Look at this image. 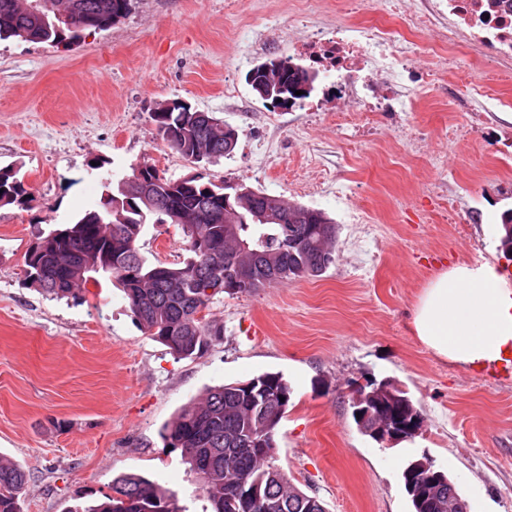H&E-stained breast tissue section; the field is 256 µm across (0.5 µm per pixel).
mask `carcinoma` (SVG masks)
<instances>
[{"label": "carcinoma", "instance_id": "1", "mask_svg": "<svg viewBox=\"0 0 512 512\" xmlns=\"http://www.w3.org/2000/svg\"><path fill=\"white\" fill-rule=\"evenodd\" d=\"M31 0H0V41L17 39L69 48L88 29L107 30L132 8V0H72L73 15L60 19L46 5L35 13ZM249 82L254 94L272 108L291 109L309 98L319 70L292 57L271 59L253 68ZM303 94L297 95L295 91ZM151 119L157 135L168 147L192 164L229 156L227 137L234 132L212 113L180 99L156 105ZM98 203L82 209L72 222L55 229L25 255L29 283L57 297H66L99 281L106 274L128 299L141 327L179 359H193L224 336V326L205 321L207 310L219 294H250L251 289L205 292V285L224 279V261L237 259V240L247 241L261 255L257 268L285 271L279 282L321 276L336 262L337 227L324 211L289 203L261 190L251 191L224 208V185L199 175L187 181L161 175L151 165L132 168V175L104 184ZM28 192L12 168L0 169V208L23 206ZM267 206L278 220H254ZM178 225L185 237L188 258L179 266L149 264L138 247L146 224ZM504 235L499 248L512 251V212L502 217ZM202 240L213 248L209 255L197 246ZM167 330L168 336L160 335ZM269 383L278 394L266 400L263 410L248 406L239 383L208 389L183 407L162 428V437L180 451L182 460L198 475L199 492L210 512H326L322 501L292 485L276 464V431L288 409L291 388L280 373L254 377ZM352 413L360 431L370 438L384 428L402 431V440L424 418L407 393L388 380L372 381L356 391ZM412 512H468L448 473L426 456L408 462L402 472ZM28 474L18 464L0 458V512H19ZM244 483L260 487V498L245 507L229 487ZM67 512H187L177 494L135 473L112 481V495L94 506L75 505Z\"/></svg>", "mask_w": 512, "mask_h": 512}]
</instances>
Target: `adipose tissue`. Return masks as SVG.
Here are the masks:
<instances>
[{
    "instance_id": "adipose-tissue-1",
    "label": "adipose tissue",
    "mask_w": 512,
    "mask_h": 512,
    "mask_svg": "<svg viewBox=\"0 0 512 512\" xmlns=\"http://www.w3.org/2000/svg\"><path fill=\"white\" fill-rule=\"evenodd\" d=\"M412 325L441 358L462 365L497 358L512 349V288L490 265L453 266L429 282Z\"/></svg>"
}]
</instances>
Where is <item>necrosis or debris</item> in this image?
<instances>
[{
    "mask_svg": "<svg viewBox=\"0 0 512 512\" xmlns=\"http://www.w3.org/2000/svg\"><path fill=\"white\" fill-rule=\"evenodd\" d=\"M399 19L396 26L353 21L334 30L306 23L291 50L317 66L333 99L350 103L358 121L372 112L413 111L405 89L414 80L428 92L444 79L466 85L470 98L483 102L493 98L498 79L512 78V0H427L422 10L400 13ZM427 31L449 53L416 79L409 62L420 50L417 35ZM464 40L491 50L502 68L499 78L470 84L454 53Z\"/></svg>",
    "mask_w": 512,
    "mask_h": 512,
    "instance_id": "1",
    "label": "necrosis or debris"
}]
</instances>
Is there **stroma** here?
I'll return each mask as SVG.
<instances>
[{"label": "stroma", "instance_id": "stroma-1", "mask_svg": "<svg viewBox=\"0 0 512 512\" xmlns=\"http://www.w3.org/2000/svg\"><path fill=\"white\" fill-rule=\"evenodd\" d=\"M302 5L327 25L349 18L345 0H134L67 49L0 42V168L18 169L30 194L0 208V455L29 473L22 512L94 503L124 473L204 512L195 474L160 431L206 388L266 372L292 391L276 463L327 512H411L401 472L423 455L469 512H512V387L437 358L411 324L439 271L480 261L512 272L499 249L512 209V123L499 115L512 113V81L487 112L443 86L418 111L375 112L363 127L338 124L319 89L304 106L272 109L246 77L290 55ZM266 27L274 39L244 54L242 35ZM176 98L238 132L206 179L323 210L338 227L336 262L321 277L217 296L208 318L224 338L194 359L145 333L112 282L60 299L24 274L27 250L102 193L103 178L144 162L173 179L198 171L150 117ZM139 246L152 263L188 256L173 224L145 225ZM374 379L420 409L412 440L378 443L354 422L352 393Z\"/></svg>", "mask_w": 512, "mask_h": 512}]
</instances>
